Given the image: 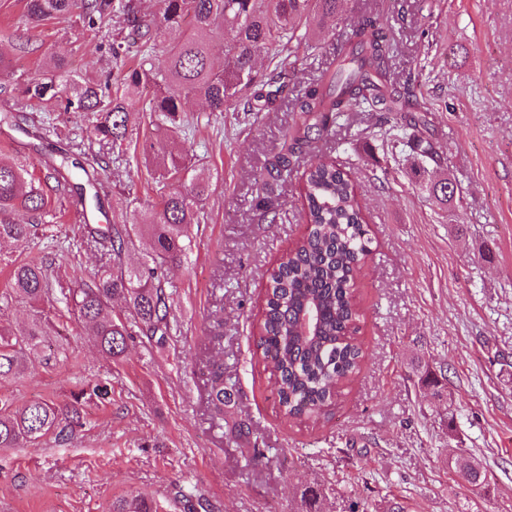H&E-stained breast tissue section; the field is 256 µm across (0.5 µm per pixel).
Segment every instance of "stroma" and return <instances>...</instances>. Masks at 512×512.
Here are the masks:
<instances>
[{
	"label": "stroma",
	"instance_id": "stroma-1",
	"mask_svg": "<svg viewBox=\"0 0 512 512\" xmlns=\"http://www.w3.org/2000/svg\"><path fill=\"white\" fill-rule=\"evenodd\" d=\"M368 14L394 44L390 77L417 74L423 136L441 152L423 162L399 135L410 115L346 113L327 136L299 154L291 177L262 182L293 133L289 100L247 112L185 105L181 137L194 175L208 179L192 249L166 265L173 328L163 343L134 334L117 360L101 353L64 304L16 299L0 323L19 329L36 316L68 342L66 358L0 380L15 405L70 402L80 388L104 384L110 398L88 401L77 438L0 452V512H111L120 496L146 495L166 512H184L174 487L198 490L211 512H512V0H341L340 19L322 33L307 28L295 52L262 50L267 76L288 64L290 93L327 78L336 46ZM12 73L0 76V113L28 80L41 77L51 52L67 54L73 73L116 74L107 41L78 18L49 20ZM24 128H0V157L43 176L39 150L65 148L87 161L99 146L77 112L26 113ZM336 161L353 179L372 238L356 279L365 357L325 418L282 419L272 376L256 352L274 265L307 231L301 174L315 159ZM448 178V205L428 191ZM28 247L0 244V292L8 260L46 262L54 286L90 281L109 255L88 237L85 220L54 183ZM158 185L142 155L110 163L102 203L111 219L147 212ZM281 217L264 220L259 197ZM446 368L442 391L418 381L417 362ZM233 387L223 418L213 417L205 381L213 363ZM265 459L252 458L254 448ZM465 450L487 473L470 494L452 473ZM321 496L309 503L308 490Z\"/></svg>",
	"mask_w": 512,
	"mask_h": 512
}]
</instances>
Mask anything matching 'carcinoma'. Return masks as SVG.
Instances as JSON below:
<instances>
[{
	"label": "carcinoma",
	"instance_id": "1",
	"mask_svg": "<svg viewBox=\"0 0 512 512\" xmlns=\"http://www.w3.org/2000/svg\"><path fill=\"white\" fill-rule=\"evenodd\" d=\"M339 0H159V14L142 13L136 0H26L28 22L37 25L48 19L77 16L86 30L97 35L113 20L131 29L140 42L139 58L128 67L121 60L122 46L112 45L117 90L91 83L71 74L64 55L49 57L51 77L35 79L25 88L26 98L16 104L21 112L28 101H54L65 112L86 115L92 136L110 149L122 152L132 139L133 111L150 113V135L175 137L184 131L185 103L192 97L204 100L209 111L255 105L269 107L288 94V74L279 72L266 81L255 78L254 57L273 43L300 42L297 28L318 17L336 18ZM222 25L233 33L224 44V69L211 66L210 37ZM187 27L185 37L170 46L163 59L155 49L168 30ZM340 64L327 82L312 85L294 100L302 114L303 133L292 137L286 152L271 163L279 179L293 172L295 149L312 136L328 132L330 125L347 112H414L409 134L413 151L433 162L440 160L433 143L416 134L423 123L422 106L414 96L413 83L401 86L388 77L391 47L385 26L374 15L362 17L350 36L338 47ZM69 95L58 100L57 83ZM151 85L153 98L141 102L140 89ZM42 163L58 185L84 211L101 207L102 182L97 167L68 157L46 154ZM159 182L168 191L132 229L147 233L152 241V265L128 271L122 254L129 229L112 227L97 231V241L110 246L112 267L95 274L90 282L60 290V301L75 318L93 330L98 348L113 359L125 353L128 337L137 327L161 342L170 330V295L156 280L157 270L181 260L191 247L189 227L198 223L209 184L190 174L187 157L180 152L154 158ZM435 199L448 202L455 197L453 184L443 179L432 187ZM300 196L307 233L276 265L265 271L267 292L259 324L260 350L265 366L274 376L275 393L282 417L288 422H316L336 402L340 386L360 370L363 344L357 336L360 320L355 295L357 275L371 252V237L364 222L355 186L342 169L327 159L309 164L301 177ZM47 205L40 185L25 165L0 161V241L24 245L35 225L20 224L10 216L20 210L34 215ZM45 266L36 261L12 262L9 295L20 299L50 294ZM122 296L126 315L112 308V299ZM54 333L49 320L34 318L19 331L0 329V378L20 377L47 361L42 346ZM108 390L97 384L81 389L60 406L36 402L21 407L0 396V450L38 447L53 435L72 436L80 423L87 399L107 398ZM212 410L224 415V367L212 369L208 393ZM453 469L462 484L478 495L487 474L472 458L456 453ZM154 499L123 497L112 503V512H159Z\"/></svg>",
	"mask_w": 512,
	"mask_h": 512
}]
</instances>
